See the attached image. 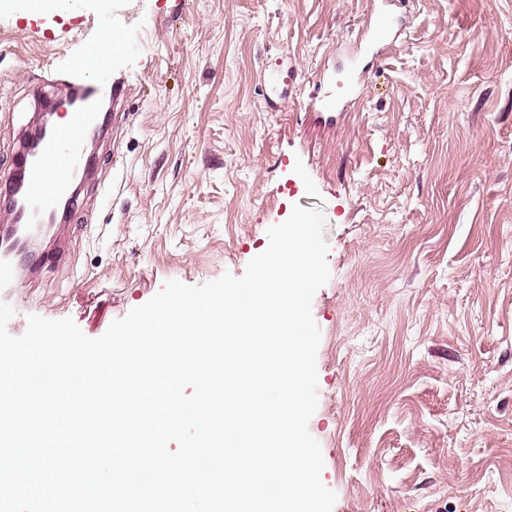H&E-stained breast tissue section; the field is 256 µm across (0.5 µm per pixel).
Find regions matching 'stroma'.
Here are the masks:
<instances>
[{"instance_id":"stroma-1","label":"stroma","mask_w":512,"mask_h":512,"mask_svg":"<svg viewBox=\"0 0 512 512\" xmlns=\"http://www.w3.org/2000/svg\"><path fill=\"white\" fill-rule=\"evenodd\" d=\"M371 19L368 0H0V183L40 96L92 66L125 83L7 331L100 337L167 281L242 276L293 206L321 208L308 428L333 512H512V0H415L358 100L316 111Z\"/></svg>"}]
</instances>
